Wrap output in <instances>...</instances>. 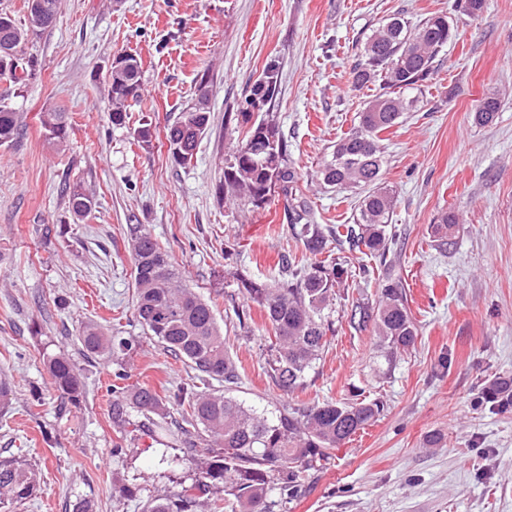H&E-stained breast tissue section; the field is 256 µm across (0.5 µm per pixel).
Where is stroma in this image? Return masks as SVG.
<instances>
[{"label":"stroma","mask_w":512,"mask_h":512,"mask_svg":"<svg viewBox=\"0 0 512 512\" xmlns=\"http://www.w3.org/2000/svg\"><path fill=\"white\" fill-rule=\"evenodd\" d=\"M61 0L45 31L25 46L37 79L14 98L24 130L0 147V378L12 388L0 407V459L37 465L35 495L4 512H144L198 474L180 432L165 419L112 413L116 373L148 387L171 417L172 395L195 382L184 361L143 332L134 312L128 227L140 225L168 251L187 283L209 301L238 368L233 396L260 410L324 401L383 400L379 419L310 472L286 512H512V411L477 407L485 382L512 376V0ZM419 21L447 15L458 33L414 111L388 132L381 182L395 196L390 226L408 306L413 349L390 375L376 370L372 330L349 324L350 301L330 316L336 329L305 391L278 388L268 365L263 310L238 277L280 273L301 255L288 232V203L238 210L218 188L240 138L232 115L267 67L278 72L273 116L318 224H348L356 193L314 179L336 141L381 91L357 89L351 72L366 37L396 13ZM142 61L143 104L123 126L105 109L112 58ZM207 80L210 122L191 165L168 157L166 127ZM497 95L492 123L481 100ZM66 112L67 146L45 136L41 115ZM150 123L152 142L134 131ZM95 194L92 215L74 222L65 183ZM458 216L454 245L437 248L431 227ZM249 311L239 326L235 309ZM88 323L137 340L124 360L89 354ZM67 354L85 394L59 404L43 366ZM440 434L439 444L426 440Z\"/></svg>","instance_id":"35a3bbf8"}]
</instances>
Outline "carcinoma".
Segmentation results:
<instances>
[{
  "mask_svg": "<svg viewBox=\"0 0 512 512\" xmlns=\"http://www.w3.org/2000/svg\"><path fill=\"white\" fill-rule=\"evenodd\" d=\"M58 7L59 0H27L22 21L0 11V55L13 45L27 44L47 29ZM455 37L448 16L443 14L417 23L402 15L394 16L373 31L353 69V83L364 87L379 79L385 92L366 104L358 115V124L336 141L331 158L316 173L319 185L325 189L361 191L353 223L338 224L334 230L340 255H329L307 266L288 255L281 259V275L274 281L238 279L237 287L263 309L271 326V376L285 391L306 388L327 336L335 333L325 310L349 288L352 270L349 257L341 255L345 250L358 251L375 261L376 268L364 265L362 269L364 280L376 283L378 298L374 303L367 298L352 302L349 322L359 330L374 326L379 369L390 371L401 353L416 343L418 330L406 291L393 261L388 259L393 243L388 227L394 195L380 183L385 153L381 133L398 125L403 115L415 108L418 99L407 92L424 88L435 72L440 53ZM119 57V62L107 71L109 112L115 126L125 123L128 108L139 101L142 91L140 60L127 53ZM38 72V59L33 55L7 71L0 69V146L15 141L22 131L21 115L9 100L36 79ZM277 80L275 69H267L252 89L258 102L245 99L239 112L244 130L224 166V199L262 209L278 191L292 197L295 205L288 210L289 231L305 252L316 257L326 251L328 238L322 225L314 223L303 197L301 174L288 159V141L270 113L256 119L251 111L255 106L261 111L272 105ZM500 106L496 96H486L477 110V121L491 122ZM209 120V94L198 93L195 102L182 109L167 128L174 164L185 166L191 162ZM41 124L49 140L58 145L67 142L64 113L45 112ZM66 195L76 220L92 214L93 196L82 185L66 187ZM456 224L457 216L450 211L433 225L441 246L449 245L448 237ZM130 234L135 320L167 353L190 364L198 372V380L220 378L236 383V366L212 306L186 283L157 240L138 226L130 228ZM79 339L93 354L132 349L127 339L107 336L94 324L83 326ZM43 363L58 397L78 403L84 383L71 360L59 353L43 357ZM479 395L503 411L512 409V378L489 382ZM175 398L179 405L188 406L179 425L180 433L187 436L185 443L193 448L201 441L211 448V456L200 463L198 478L181 485L172 496L151 500L144 512H192L200 496L218 486L224 488L226 498L211 499L210 512L224 508L230 512H274L275 507L292 499L305 472L320 467L330 450L373 423L384 410V404L377 400H336L270 417L223 393L182 387ZM129 408L148 418L164 414L165 404L157 393L140 387L120 392L112 402V413L118 418ZM37 487V474L31 464L16 458L0 460L1 506L31 498ZM275 491L276 500L272 499Z\"/></svg>",
  "mask_w": 512,
  "mask_h": 512,
  "instance_id": "cac0c4a2",
  "label": "carcinoma"
}]
</instances>
